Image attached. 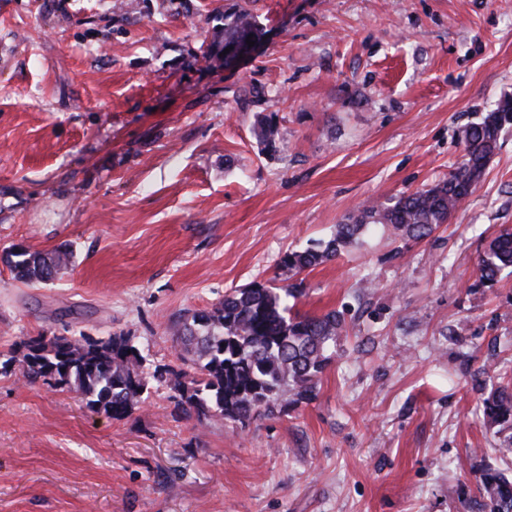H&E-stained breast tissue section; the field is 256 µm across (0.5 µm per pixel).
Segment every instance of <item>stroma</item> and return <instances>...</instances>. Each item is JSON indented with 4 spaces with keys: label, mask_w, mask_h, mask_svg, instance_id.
<instances>
[{
    "label": "stroma",
    "mask_w": 512,
    "mask_h": 512,
    "mask_svg": "<svg viewBox=\"0 0 512 512\" xmlns=\"http://www.w3.org/2000/svg\"><path fill=\"white\" fill-rule=\"evenodd\" d=\"M243 8L259 48L228 67ZM506 95L512 0H0V512H462L499 442L468 379L512 367V277L475 285L512 227V127L430 237L378 227L301 274L300 312L346 326L312 402L240 429L154 382L117 421L17 359L121 335L177 365L188 315L447 178ZM18 246L72 258L30 282ZM258 25L254 17L247 10H240L232 16L224 18V51L226 54L240 49L246 44L247 37L253 34L250 41L258 38Z\"/></svg>",
    "instance_id": "obj_1"
}]
</instances>
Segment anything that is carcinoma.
Returning a JSON list of instances; mask_svg holds the SVG:
<instances>
[{"mask_svg": "<svg viewBox=\"0 0 512 512\" xmlns=\"http://www.w3.org/2000/svg\"><path fill=\"white\" fill-rule=\"evenodd\" d=\"M258 38L254 17L242 9L224 18V47L234 52L248 36ZM512 126V98L500 99L481 122L463 130L465 160L447 179L386 202H374L336 225L325 243L292 250L280 260L292 279L335 258L360 235L381 224L409 239L421 240L447 223L460 203L481 180L498 148L500 133ZM257 139L273 148L277 128L266 118L255 127ZM72 253H31L17 247L10 254L12 269L22 279L52 280ZM512 274V230L488 241L476 266L478 283L494 285L502 272ZM299 284L266 286L253 282L224 295L209 310L196 311L177 330L182 342L183 368L142 369V356L126 336L91 341L81 336H30L19 359L30 383L55 380L81 394L87 405L120 420L144 402L150 381H172L176 409L198 418L217 416L240 428L262 413L316 398L328 352L344 330V319L332 310L320 316L295 311ZM482 396L485 423L508 432L497 451L512 455V374L483 366L473 379ZM465 512H512V471L486 465L480 472L477 495L464 502Z\"/></svg>", "mask_w": 512, "mask_h": 512, "instance_id": "carcinoma-1", "label": "carcinoma"}]
</instances>
